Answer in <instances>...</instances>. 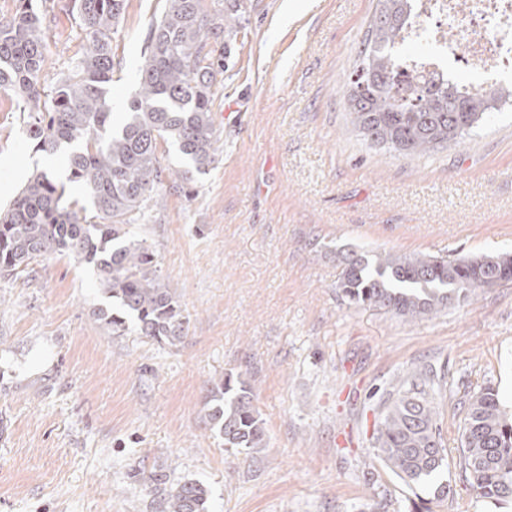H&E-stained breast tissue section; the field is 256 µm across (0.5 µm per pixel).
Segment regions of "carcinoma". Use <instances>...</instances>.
Wrapping results in <instances>:
<instances>
[{
  "label": "carcinoma",
  "mask_w": 512,
  "mask_h": 512,
  "mask_svg": "<svg viewBox=\"0 0 512 512\" xmlns=\"http://www.w3.org/2000/svg\"><path fill=\"white\" fill-rule=\"evenodd\" d=\"M0 19V87L14 90L27 112V136L46 155L65 154L68 180L88 203L68 197L46 172L32 175L0 212V276L25 271L39 259L67 254L93 266L99 286L116 309L98 317L123 336L173 345L188 319L176 293L158 274L154 253L129 235L145 217L163 175L188 186L213 168L220 130L213 112L216 77L227 70L231 45L244 29L246 0H165L147 28L138 90L114 123L108 89L116 66L113 35L128 0H72L88 47L68 72L46 83L44 14L33 0H17ZM409 0H376L368 38L345 98L349 114L371 143L404 155L423 154L462 139L485 117L512 103V85L465 93L450 78L402 81L392 57ZM174 148L181 167L162 166L160 143ZM337 288L352 303L386 308L405 319L438 313L480 290L512 282L506 253L439 260L348 252ZM441 375L427 365L409 372L378 399L372 447L409 489L443 498L437 483L449 467L436 390ZM458 468L477 497L512 500V423L497 393L485 385L458 402ZM207 421L226 448L259 452L265 429L250 383L228 374L211 390ZM158 512H208L206 488L193 480L167 484L153 478Z\"/></svg>",
  "instance_id": "obj_1"
}]
</instances>
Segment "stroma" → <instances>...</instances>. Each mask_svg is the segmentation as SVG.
<instances>
[{"label":"stroma","instance_id":"1","mask_svg":"<svg viewBox=\"0 0 512 512\" xmlns=\"http://www.w3.org/2000/svg\"><path fill=\"white\" fill-rule=\"evenodd\" d=\"M376 0H247L232 64L215 86L223 133L193 194L159 186L131 235L155 253L188 318L175 345L98 319L94 270L57 256L0 277V512H155L150 477L200 481L208 512H415L377 457L372 406L422 364L457 448L466 391L492 385L512 419V283L412 321L351 304L338 254L450 260L512 253V110L458 144L406 156L363 140L345 106ZM128 0L109 99L137 90L151 18ZM50 72L87 45L69 0H46ZM17 94L0 98V208L37 167ZM249 380L267 446L225 447L206 419L225 374ZM430 512H512L457 468Z\"/></svg>","mask_w":512,"mask_h":512}]
</instances>
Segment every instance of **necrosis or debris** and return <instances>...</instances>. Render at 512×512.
I'll list each match as a JSON object with an SVG mask.
<instances>
[{
    "instance_id": "necrosis-or-debris-1",
    "label": "necrosis or debris",
    "mask_w": 512,
    "mask_h": 512,
    "mask_svg": "<svg viewBox=\"0 0 512 512\" xmlns=\"http://www.w3.org/2000/svg\"><path fill=\"white\" fill-rule=\"evenodd\" d=\"M464 1L469 4L470 31L460 48L449 44L443 20L456 14ZM400 37L405 44L428 46L425 53L399 56L403 73L444 75L457 63L462 71L497 80L512 69V0H409Z\"/></svg>"
}]
</instances>
